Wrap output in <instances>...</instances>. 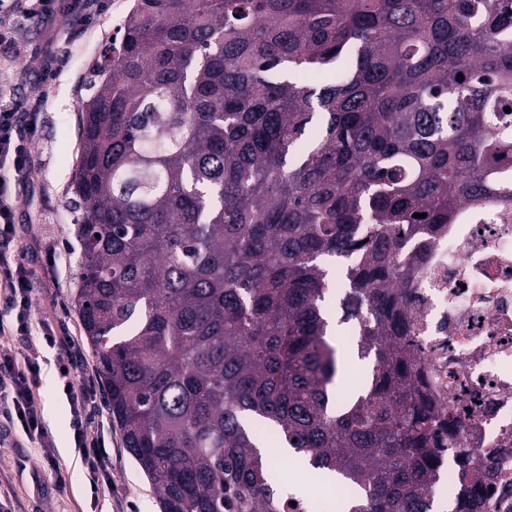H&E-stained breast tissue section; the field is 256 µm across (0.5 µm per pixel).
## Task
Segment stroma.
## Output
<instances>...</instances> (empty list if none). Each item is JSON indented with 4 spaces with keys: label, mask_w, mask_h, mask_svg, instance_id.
<instances>
[{
    "label": "stroma",
    "mask_w": 512,
    "mask_h": 512,
    "mask_svg": "<svg viewBox=\"0 0 512 512\" xmlns=\"http://www.w3.org/2000/svg\"><path fill=\"white\" fill-rule=\"evenodd\" d=\"M103 9L86 27L42 26L16 14L13 23L27 54L43 52L56 59V77L45 82L23 61L0 62V76L23 106L39 112V135L32 146L29 188L16 209V245L29 251L44 244L60 246L58 266L39 268L33 281L32 323L50 320L79 343L82 354L76 373L81 384H101L93 349L87 341L75 306L80 243L75 224L73 182L78 166V117L86 92L83 84L130 11L132 0H101ZM12 347L18 358L40 357L42 373L37 397L54 443L58 469L43 463L42 450L14 432L0 410V512H161L152 484L127 452L122 433L113 424L100 391L87 410V431L104 443L109 453L108 484L91 487L74 447L71 410L66 395L55 384V354L40 337L27 343L0 336V345Z\"/></svg>",
    "instance_id": "1"
}]
</instances>
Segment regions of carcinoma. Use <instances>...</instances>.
<instances>
[{
  "label": "carcinoma",
  "mask_w": 512,
  "mask_h": 512,
  "mask_svg": "<svg viewBox=\"0 0 512 512\" xmlns=\"http://www.w3.org/2000/svg\"><path fill=\"white\" fill-rule=\"evenodd\" d=\"M109 54L81 106L75 301L162 512H282L269 436L348 512H433L442 417L398 289L415 240L512 198V0H134ZM326 256L373 361L345 399Z\"/></svg>",
  "instance_id": "cac0c4a2"
}]
</instances>
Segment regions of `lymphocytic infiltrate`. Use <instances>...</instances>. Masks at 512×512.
I'll list each match as a JSON object with an SVG mask.
<instances>
[{
  "mask_svg": "<svg viewBox=\"0 0 512 512\" xmlns=\"http://www.w3.org/2000/svg\"><path fill=\"white\" fill-rule=\"evenodd\" d=\"M93 6V0H0V60L16 59L23 53L11 24L17 10L51 25L61 18L88 15ZM37 132L36 113L23 111L19 104L0 97V298L5 301L0 309V335L23 337L31 333L36 271L25 249L13 247L12 241L18 194L29 179L28 145ZM40 329L45 343L61 355L57 377L71 406L75 446L84 459L91 484H99L108 476V455L96 440L89 438L84 421L93 394L87 387L74 383L77 366L72 357L71 337L58 335L47 322L41 323ZM0 374L9 379L8 384H0V405L17 417L27 438L43 448L45 462L56 465L53 442L33 393L39 376L38 363H19L12 349L1 347Z\"/></svg>",
  "mask_w": 512,
  "mask_h": 512,
  "instance_id": "1",
  "label": "lymphocytic infiltrate"
}]
</instances>
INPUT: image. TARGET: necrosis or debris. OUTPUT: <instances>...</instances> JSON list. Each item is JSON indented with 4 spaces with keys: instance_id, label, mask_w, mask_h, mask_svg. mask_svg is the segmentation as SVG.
Instances as JSON below:
<instances>
[{
    "instance_id": "4bbe7bcc",
    "label": "necrosis or debris",
    "mask_w": 512,
    "mask_h": 512,
    "mask_svg": "<svg viewBox=\"0 0 512 512\" xmlns=\"http://www.w3.org/2000/svg\"><path fill=\"white\" fill-rule=\"evenodd\" d=\"M414 251L402 303L416 386L454 418L432 459L455 477L462 460L477 461L480 512H512V201L461 209Z\"/></svg>"
}]
</instances>
